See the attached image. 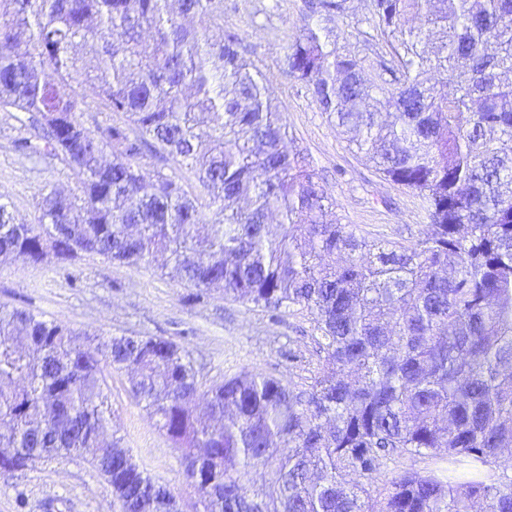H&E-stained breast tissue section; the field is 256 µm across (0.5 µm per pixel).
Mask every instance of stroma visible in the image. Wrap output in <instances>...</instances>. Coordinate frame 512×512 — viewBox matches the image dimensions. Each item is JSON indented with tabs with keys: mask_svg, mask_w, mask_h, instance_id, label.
<instances>
[{
	"mask_svg": "<svg viewBox=\"0 0 512 512\" xmlns=\"http://www.w3.org/2000/svg\"><path fill=\"white\" fill-rule=\"evenodd\" d=\"M349 6L347 15L326 23L307 11L304 0H222L223 24L199 16L188 18L187 24L207 30L214 40L226 30L238 35L241 51L264 74L267 94L281 109L287 148L305 152L335 200L342 223L365 236L409 246L427 229L424 201L384 180L349 147L286 66L288 47L307 24H329L340 35L341 49L359 51L370 0H350ZM37 134L25 113L0 112V197L22 224L37 223L44 194H68L77 187L62 160L16 150L17 139ZM186 293L156 264L133 268L95 255L71 264L19 260L0 270V304L82 332L167 338L189 352L203 385L220 383L243 369L300 382L302 365L288 363L281 351L290 346L309 354L307 314L295 311L275 320L220 292L188 305ZM128 379L116 372L108 380L112 429L140 465L167 484L183 505H191L194 491L183 477L178 454L131 398ZM0 512H119V506L104 477L86 458L75 457L41 461L0 478Z\"/></svg>",
	"mask_w": 512,
	"mask_h": 512,
	"instance_id": "obj_1",
	"label": "stroma"
}]
</instances>
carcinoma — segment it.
Masks as SVG:
<instances>
[{
    "instance_id": "1",
    "label": "carcinoma",
    "mask_w": 512,
    "mask_h": 512,
    "mask_svg": "<svg viewBox=\"0 0 512 512\" xmlns=\"http://www.w3.org/2000/svg\"><path fill=\"white\" fill-rule=\"evenodd\" d=\"M179 2L183 16L221 18L215 0ZM372 2L366 22L393 54L375 79L309 25L286 65L387 180L426 200L427 231L410 246L340 222L304 152L285 149L280 108L235 33L213 42L168 0H0V46H24L0 52V110L43 131L16 148L78 179L71 197H42L36 224L0 201V268L166 254L189 300L222 291L273 319L306 311L314 345L299 384L242 371L203 392L189 352L164 337L81 333L1 305V474L91 448L121 512H171L170 488L126 462L121 438L104 441L109 369L131 373L133 399L198 463L183 470L198 512H512V156L498 147L512 140V0ZM307 7L331 20L347 0ZM409 14L422 25L405 27ZM90 37L93 74L79 56ZM448 71L452 83L429 82ZM88 82L126 122L84 126L75 87ZM147 150L194 170L209 217L176 176L144 178ZM396 456L439 465L375 485ZM260 468L273 491L245 484Z\"/></svg>"
}]
</instances>
